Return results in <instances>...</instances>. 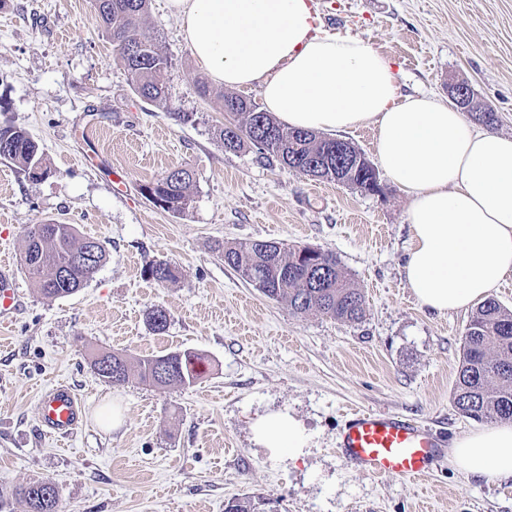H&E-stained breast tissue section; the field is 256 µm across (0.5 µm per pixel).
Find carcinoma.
<instances>
[{
  "label": "carcinoma",
  "mask_w": 512,
  "mask_h": 512,
  "mask_svg": "<svg viewBox=\"0 0 512 512\" xmlns=\"http://www.w3.org/2000/svg\"><path fill=\"white\" fill-rule=\"evenodd\" d=\"M148 5L149 0H92L95 21L112 43L133 90L143 100L168 111L171 95L161 80L168 57L158 42L141 32ZM220 105L239 116L235 123L240 131L227 126L218 131L227 151L255 147L289 170L361 191L366 190L367 180L378 176L359 161L363 152L350 141L285 128L270 113L257 110L239 95L221 94ZM0 143L9 147V153H0L1 160L15 164L29 177L36 170L43 177L50 174L38 145L23 130L0 125ZM192 184V171L177 167L144 188L155 206L180 215L191 205ZM87 241L89 238L78 236L71 224L49 222L29 227L24 255L33 253L35 260L24 262V268L42 295L70 296L103 266L107 251L98 239L94 258L81 259ZM222 257L224 264L268 298L286 303L294 314L317 313L344 323L364 317V295L352 286L331 252L246 241L224 246ZM62 270L68 272L67 277H58ZM144 275L163 286L177 281L178 269L162 260L147 267ZM168 320L169 314L161 306L147 313V321L157 333L166 330ZM200 359L201 354L189 350L136 361L120 352L103 351L93 356L91 364L95 368L108 364L111 372L102 378L112 384H123L134 377L162 389L196 381L194 365ZM453 402L459 413L474 421L512 422V310L493 298L478 305L462 336ZM16 496L25 502L28 512H60L59 492L48 479L19 487Z\"/></svg>",
  "instance_id": "obj_1"
}]
</instances>
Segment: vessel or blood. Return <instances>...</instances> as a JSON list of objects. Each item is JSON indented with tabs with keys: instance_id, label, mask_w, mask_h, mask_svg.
<instances>
[{
	"instance_id": "vessel-or-blood-1",
	"label": "vessel or blood",
	"mask_w": 512,
	"mask_h": 512,
	"mask_svg": "<svg viewBox=\"0 0 512 512\" xmlns=\"http://www.w3.org/2000/svg\"><path fill=\"white\" fill-rule=\"evenodd\" d=\"M19 302L16 273L9 257L0 258V318ZM84 406L71 385L59 383L39 397L41 433L69 438L83 425ZM341 458L375 478L419 481L446 453L440 437L395 413L351 411L338 440Z\"/></svg>"
}]
</instances>
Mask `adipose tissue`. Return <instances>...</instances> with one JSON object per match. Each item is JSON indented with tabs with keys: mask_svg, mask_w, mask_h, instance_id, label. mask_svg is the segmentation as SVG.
Returning a JSON list of instances; mask_svg holds the SVG:
<instances>
[{
	"mask_svg": "<svg viewBox=\"0 0 512 512\" xmlns=\"http://www.w3.org/2000/svg\"><path fill=\"white\" fill-rule=\"evenodd\" d=\"M215 84L260 85L285 127L336 133L367 123L389 179L408 193L407 283L439 314L485 300L512 275V136L475 129L429 96L396 98L389 57L320 31L309 0H167ZM260 447H303L286 413L252 424ZM448 461L474 477L512 478V426L458 437Z\"/></svg>",
	"mask_w": 512,
	"mask_h": 512,
	"instance_id": "adipose-tissue-1",
	"label": "adipose tissue"
}]
</instances>
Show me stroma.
<instances>
[{
	"label": "stroma",
	"instance_id": "stroma-1",
	"mask_svg": "<svg viewBox=\"0 0 512 512\" xmlns=\"http://www.w3.org/2000/svg\"><path fill=\"white\" fill-rule=\"evenodd\" d=\"M321 30L368 41L394 62L398 93L447 101L450 83L491 105L512 135V0H312ZM143 34L170 64L165 112L139 98L94 18L91 0H0V123L23 128L51 173L30 180L0 161V248L22 305L0 324V497L27 512L16 486L48 479L62 512H224L249 494L259 512H512V478H474L436 462L424 482L377 480L347 465L338 436L354 409L386 410L452 444L482 423L453 391L469 311L422 309L404 275L409 196L387 177L369 194L310 180L256 149L225 151L215 132L220 87L201 97L202 66L165 0H150ZM192 113L191 122L176 120ZM174 167L195 174L182 215L141 187ZM74 225L107 260L74 295L50 299L21 261L34 224ZM272 241L332 251L365 296L341 323L294 315L224 263L218 244ZM168 260L159 286L143 271ZM160 305L165 332L146 320ZM92 349L137 359L176 350L208 358L190 386L104 381ZM62 380L87 426L59 442L38 432L42 389ZM119 410L120 426L106 421ZM284 412L304 430L300 451L271 453L251 425ZM144 275L163 286L177 281L178 269L171 262L162 260L147 267L144 270Z\"/></svg>",
	"mask_w": 512,
	"mask_h": 512
}]
</instances>
